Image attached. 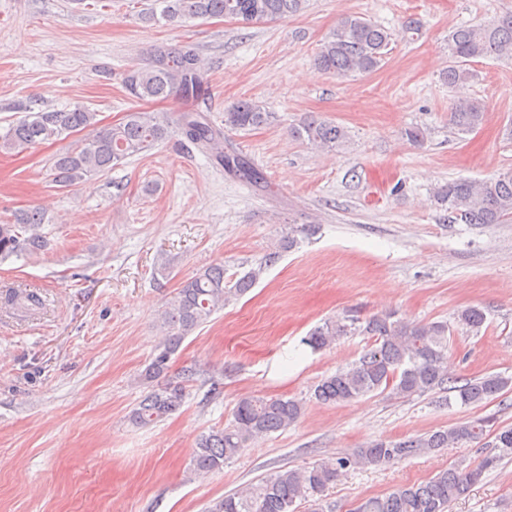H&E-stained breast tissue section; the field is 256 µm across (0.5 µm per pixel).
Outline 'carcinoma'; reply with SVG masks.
Listing matches in <instances>:
<instances>
[{"instance_id": "1", "label": "carcinoma", "mask_w": 512, "mask_h": 512, "mask_svg": "<svg viewBox=\"0 0 512 512\" xmlns=\"http://www.w3.org/2000/svg\"><path fill=\"white\" fill-rule=\"evenodd\" d=\"M307 0H153L141 13L145 23L161 20L176 25L189 19L224 17L242 24H257L296 15ZM392 33L384 26L360 16L345 15L321 43L313 59L325 74L347 79L376 70L384 60ZM450 64L443 79L451 88L475 78L469 68L478 58L512 60V12L488 21L459 26L448 35ZM127 94L136 100L179 98L188 103L208 89V78L200 55L190 44L157 47L147 65L123 78ZM26 115L0 133V152L21 153L37 145L93 129L92 136L78 141L70 150L57 155L51 167L52 182L68 187L86 176L104 174L124 160L151 149L168 134L165 116L132 110L123 121L100 127L97 113L82 106L72 109L45 108L37 112L25 107ZM486 102L478 98L457 101L450 112L451 125L461 134H471L485 121ZM273 113L252 99L240 100L224 110V129L212 125L195 110L183 111L178 130L200 151L224 165V170L257 190L267 187L264 174L241 156L224 152L223 130H245L266 126ZM294 136L312 146L334 150L349 142L347 129L335 121L305 116L294 127ZM437 203L448 207L453 224H502L512 219V172L489 179H457L435 188ZM45 223L40 208L21 211L0 224V257L36 252L44 247L39 225ZM264 267H251L227 278L224 265H213L187 280L162 313L165 337L148 365L145 378L154 381L166 375L171 358L183 340L219 309L244 296L255 286ZM14 306L37 307L34 292L14 290L8 294ZM486 322L484 311L475 306L461 309L456 323L467 332L481 333ZM369 336L360 358L350 366L322 378L314 388L315 399L325 405L349 403L367 394L389 390L410 397L445 388L448 377V333L446 321L408 323L393 312L373 315L360 323L356 319H329L317 326L304 343L314 351L331 347L343 336L354 333ZM509 380L487 375L465 380L453 387L464 406L481 405L497 398ZM182 384H158L138 401L131 420L150 425L180 410L184 403ZM304 414L303 401L296 398L243 397L233 412L232 423L201 435L193 449L191 463L200 474L224 468L260 435L286 430ZM486 421L460 422L449 428L402 438L398 441H372L355 454V459L338 457L304 467H284L256 484L224 495L208 512H297L300 503L320 505L324 493L336 481L339 470L351 463L382 464L405 460L441 448L481 441ZM495 455L475 466L453 465L429 481L402 485L389 492L362 500L351 512H448L455 500L466 495L485 471L503 458L512 457V427L494 430Z\"/></svg>"}]
</instances>
